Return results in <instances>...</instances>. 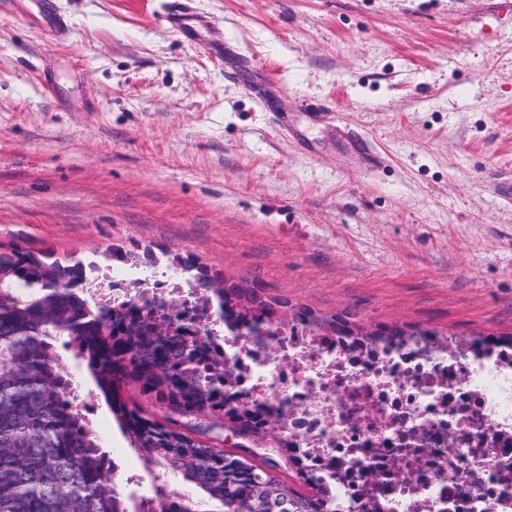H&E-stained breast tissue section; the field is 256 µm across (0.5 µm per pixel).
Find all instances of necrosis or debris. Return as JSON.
I'll list each match as a JSON object with an SVG mask.
<instances>
[{"label":"necrosis or debris","mask_w":512,"mask_h":512,"mask_svg":"<svg viewBox=\"0 0 512 512\" xmlns=\"http://www.w3.org/2000/svg\"><path fill=\"white\" fill-rule=\"evenodd\" d=\"M97 296L133 311L163 303L172 330L212 335L246 406L284 412L292 453L331 512H512V346L491 336L360 343L260 325L263 345L224 328L177 270L90 273Z\"/></svg>","instance_id":"4bbe7bcc"}]
</instances>
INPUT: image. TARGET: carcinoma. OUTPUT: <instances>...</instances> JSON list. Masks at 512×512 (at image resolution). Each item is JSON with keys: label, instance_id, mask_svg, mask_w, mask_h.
<instances>
[{"label": "carcinoma", "instance_id": "obj_1", "mask_svg": "<svg viewBox=\"0 0 512 512\" xmlns=\"http://www.w3.org/2000/svg\"><path fill=\"white\" fill-rule=\"evenodd\" d=\"M97 262L71 261L13 243L0 245V512H129L114 478L102 470L101 441L85 428L73 405L67 380L72 361L84 364L105 394L121 429L144 464L157 465L190 488L166 484L143 499L136 512H251L266 493L292 502L294 512H329L318 492L302 494L280 479L277 464L227 452L180 421L216 415L257 435L279 439L280 427L261 414L219 395L196 366V352L158 331L159 323L129 318L112 302L88 292L87 272ZM194 285L215 296L220 316L235 324L251 321L298 323L323 333L363 339L438 336L436 330L364 328L334 315L300 309L284 317L281 303L256 296L252 286L211 287L204 272ZM69 339L68 354L53 341ZM133 385L166 407L160 418L121 391Z\"/></svg>", "mask_w": 512, "mask_h": 512}]
</instances>
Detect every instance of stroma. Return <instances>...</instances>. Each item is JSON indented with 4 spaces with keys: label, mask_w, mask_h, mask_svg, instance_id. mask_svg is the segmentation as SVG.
I'll return each mask as SVG.
<instances>
[{
    "label": "stroma",
    "mask_w": 512,
    "mask_h": 512,
    "mask_svg": "<svg viewBox=\"0 0 512 512\" xmlns=\"http://www.w3.org/2000/svg\"><path fill=\"white\" fill-rule=\"evenodd\" d=\"M55 3L0 0V244L148 249L368 330L512 334V0H194L245 80L159 23L168 0Z\"/></svg>",
    "instance_id": "stroma-1"
}]
</instances>
